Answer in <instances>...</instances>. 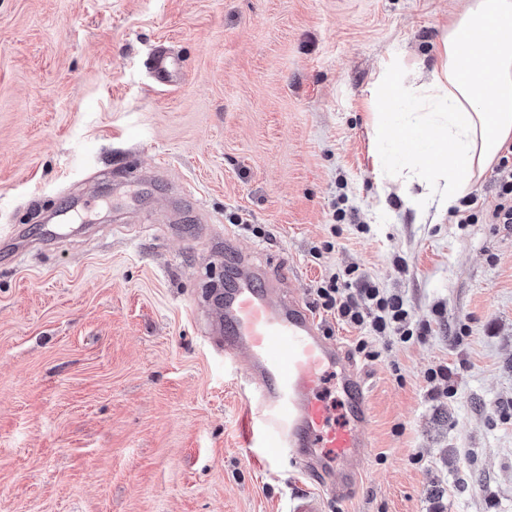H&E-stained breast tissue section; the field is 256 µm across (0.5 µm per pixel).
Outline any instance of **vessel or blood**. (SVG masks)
<instances>
[{
    "instance_id": "b4317fda",
    "label": "vessel or blood",
    "mask_w": 512,
    "mask_h": 512,
    "mask_svg": "<svg viewBox=\"0 0 512 512\" xmlns=\"http://www.w3.org/2000/svg\"><path fill=\"white\" fill-rule=\"evenodd\" d=\"M179 68L177 58L157 52L155 82L171 83ZM278 285L263 269L237 257L232 285L223 302L210 308L215 340L225 356L249 358V389L257 399L256 412L246 418L249 461L266 466L294 457L332 492L337 476H350L368 445L365 378L308 308L293 297L278 296ZM330 370L339 374L350 408L346 426L331 423L317 395Z\"/></svg>"
}]
</instances>
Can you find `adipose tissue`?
I'll use <instances>...</instances> for the list:
<instances>
[{
	"label": "adipose tissue",
	"mask_w": 512,
	"mask_h": 512,
	"mask_svg": "<svg viewBox=\"0 0 512 512\" xmlns=\"http://www.w3.org/2000/svg\"><path fill=\"white\" fill-rule=\"evenodd\" d=\"M373 91L378 139L395 128L410 141L405 202L418 223L436 222L512 142V0H472L449 22L424 81L388 67ZM412 94L424 111L389 126L392 102Z\"/></svg>",
	"instance_id": "ef3b65f1"
}]
</instances>
